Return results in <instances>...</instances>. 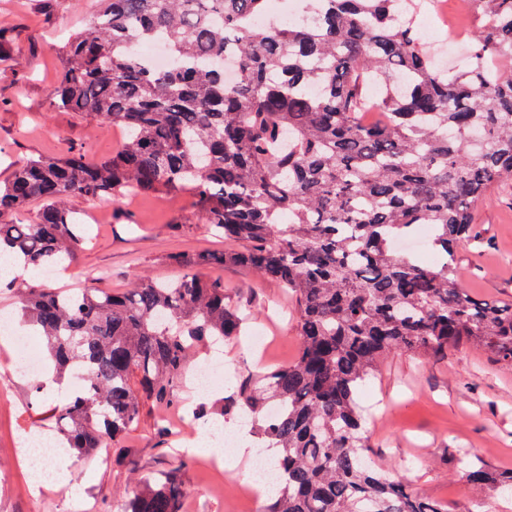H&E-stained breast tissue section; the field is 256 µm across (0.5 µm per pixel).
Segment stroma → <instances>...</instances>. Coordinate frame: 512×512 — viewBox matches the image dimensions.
<instances>
[{"mask_svg": "<svg viewBox=\"0 0 512 512\" xmlns=\"http://www.w3.org/2000/svg\"><path fill=\"white\" fill-rule=\"evenodd\" d=\"M96 9L97 0H56L49 13L41 0H0V27L13 32L8 59L0 62V180L19 159L60 155L74 146L97 162L119 147L120 129L62 111L55 103L56 47L87 27ZM70 206L87 233L66 274L46 281L18 278L14 287L42 283L77 289L97 272L104 276L102 288L118 292L137 276L176 278L172 254L225 248L224 240L208 231L188 190L166 197L133 195L117 203L76 196ZM456 259L469 292L512 302V183L494 189L479 207L474 235L458 243ZM211 275L249 320L243 337L223 344V375L196 395V402L205 404L224 398L238 374L293 361L298 347L295 304L284 288L235 267ZM259 336L266 344L262 352L253 348ZM13 357L10 347L0 346V512H122L125 494L139 481L176 467L185 489L181 512H233L248 484L236 450L225 449L234 465L214 478L202 453L188 449L194 429L159 431L150 404L120 445L110 447L108 460L80 456L70 464L56 458L52 471L68 470V480L34 489L20 438L29 430L52 429L55 408L65 397L34 392L29 379L12 374ZM358 402L368 417L371 458L406 478L418 495L447 503L448 512H512V502L466 478L470 463L512 469V366L469 343L449 346L447 356L429 362L399 352L360 386Z\"/></svg>", "mask_w": 512, "mask_h": 512, "instance_id": "stroma-1", "label": "stroma"}]
</instances>
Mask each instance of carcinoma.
<instances>
[{
  "mask_svg": "<svg viewBox=\"0 0 512 512\" xmlns=\"http://www.w3.org/2000/svg\"><path fill=\"white\" fill-rule=\"evenodd\" d=\"M268 0H100L58 48L59 107L122 128L111 158L76 148L18 161L0 182V259L42 273L84 242L70 199L195 191L229 250L170 257L179 276L121 293L31 286L23 320L46 341L65 450L118 445L145 402L180 403L191 349L241 335L224 285L202 269L246 267L296 299L297 359L238 377L198 420L247 412L274 448L279 485L265 512H446L375 467L357 390L396 351L437 357L466 340L512 365V305L469 295L455 248L473 209L512 179V0H478L468 66H434L401 0H303L312 22L262 28ZM163 35L176 65L136 53ZM233 48L240 72L224 79ZM319 87L312 96L308 88ZM38 200L34 222L26 215ZM431 227L434 262L394 248ZM470 479L512 492V473ZM180 469L133 492L123 512H181Z\"/></svg>",
  "mask_w": 512,
  "mask_h": 512,
  "instance_id": "1",
  "label": "carcinoma"
}]
</instances>
